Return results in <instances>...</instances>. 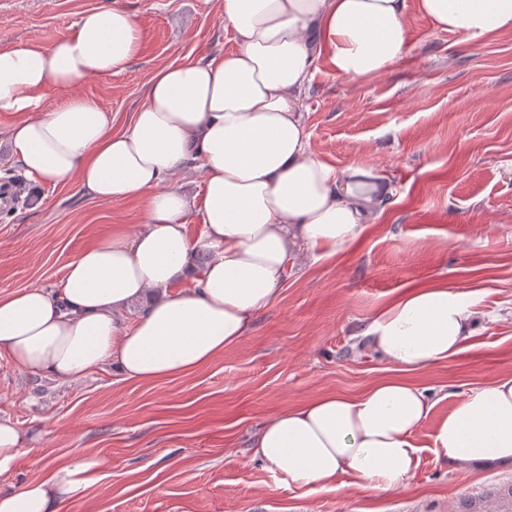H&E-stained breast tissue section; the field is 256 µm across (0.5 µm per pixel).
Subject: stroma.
<instances>
[{"mask_svg":"<svg viewBox=\"0 0 512 512\" xmlns=\"http://www.w3.org/2000/svg\"><path fill=\"white\" fill-rule=\"evenodd\" d=\"M112 3L139 17V53L76 93L111 112L113 130L159 68L235 47L217 0H0V48L50 46ZM409 28L391 72L341 79L324 57L303 100L312 151L335 170L357 163L380 176L394 190L385 211L350 248L289 266L247 335L190 377L138 383L105 364L59 384L0 359V416L26 436L12 487L76 451L106 466L64 512H458L463 497L512 483V463L462 473L433 451L463 393L512 375V31L475 44L416 17ZM40 194L41 206L26 198L0 215V293L57 286L82 249L146 219L145 200L101 203L73 182ZM440 279L484 316L459 356L412 376L437 404L413 435L420 464L405 489L295 487L252 460V437L279 412L391 375L366 325L407 288Z\"/></svg>","mask_w":512,"mask_h":512,"instance_id":"obj_1","label":"stroma"}]
</instances>
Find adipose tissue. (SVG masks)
<instances>
[{
	"mask_svg": "<svg viewBox=\"0 0 512 512\" xmlns=\"http://www.w3.org/2000/svg\"><path fill=\"white\" fill-rule=\"evenodd\" d=\"M219 3L235 49L159 69L121 132L76 90L132 64L142 33L135 15L93 9L51 46L0 49V112L16 117L10 156L31 186L73 181L91 199L142 197L147 209L136 230L84 248L57 287L0 294V356L24 371L72 382L113 363L126 379L156 382L223 354L277 295L299 248L344 250L386 204L388 189L370 169L336 171L310 148L302 99L316 61L328 56L341 79L382 76L405 55L412 14L475 42L512 30V0ZM49 87L57 102L47 109ZM192 162L202 191L190 197L168 181ZM192 214L202 224L194 239ZM478 315L476 301L444 283L397 296L365 331L397 376L279 413L256 432L253 459L303 487L344 476L382 492L403 488L420 462L412 435L434 406L407 376L459 355ZM24 444L18 424L0 417V512H59L105 465L76 453L47 478L4 489ZM434 451L461 470L512 462V377L463 394L438 424Z\"/></svg>",
	"mask_w": 512,
	"mask_h": 512,
	"instance_id": "ef3b65f1",
	"label": "adipose tissue"
}]
</instances>
